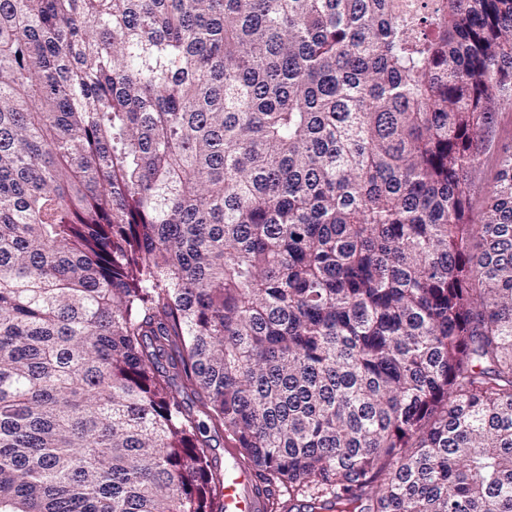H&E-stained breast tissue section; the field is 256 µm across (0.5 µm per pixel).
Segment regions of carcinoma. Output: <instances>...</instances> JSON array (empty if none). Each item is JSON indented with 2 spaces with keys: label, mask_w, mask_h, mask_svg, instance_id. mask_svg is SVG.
Returning <instances> with one entry per match:
<instances>
[{
  "label": "carcinoma",
  "mask_w": 512,
  "mask_h": 512,
  "mask_svg": "<svg viewBox=\"0 0 512 512\" xmlns=\"http://www.w3.org/2000/svg\"><path fill=\"white\" fill-rule=\"evenodd\" d=\"M412 2L0 0V512H512V0ZM487 137L490 140L489 149L475 177V188L471 195V215L474 220L482 217L486 189L497 176L500 158L512 153V104L504 103L495 112ZM206 435L210 439L211 456L224 471V512H265V497L250 485L249 471L238 459L230 466L224 465V461H232L231 454L238 456L235 448L224 447V433H214L211 428Z\"/></svg>",
  "instance_id": "cac0c4a2"
}]
</instances>
